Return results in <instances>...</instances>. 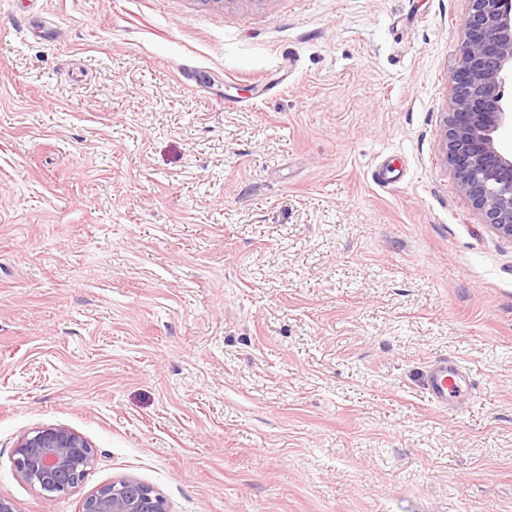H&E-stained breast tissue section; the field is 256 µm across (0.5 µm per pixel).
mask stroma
<instances>
[{"label": "stroma", "mask_w": 512, "mask_h": 512, "mask_svg": "<svg viewBox=\"0 0 512 512\" xmlns=\"http://www.w3.org/2000/svg\"><path fill=\"white\" fill-rule=\"evenodd\" d=\"M468 11L0 0V497L512 512V239L443 157ZM47 425L96 450L49 501ZM431 402L440 408L458 404L468 398L474 386L473 372L453 359L434 361L423 381ZM16 475L46 500L68 493L96 459L93 446L74 430L50 425L24 434L13 458ZM82 512H168L166 500L152 486L121 479L100 486L88 495Z\"/></svg>", "instance_id": "stroma-1"}]
</instances>
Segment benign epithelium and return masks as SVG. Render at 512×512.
Returning a JSON list of instances; mask_svg holds the SVG:
<instances>
[{"label":"benign epithelium","mask_w":512,"mask_h":512,"mask_svg":"<svg viewBox=\"0 0 512 512\" xmlns=\"http://www.w3.org/2000/svg\"><path fill=\"white\" fill-rule=\"evenodd\" d=\"M443 133L446 164L459 190L500 234L512 239V0H469ZM96 459L74 430L50 425L24 434L14 450L16 475L51 500L84 479ZM82 512H168L152 486L121 479L88 495Z\"/></svg>","instance_id":"1"}]
</instances>
